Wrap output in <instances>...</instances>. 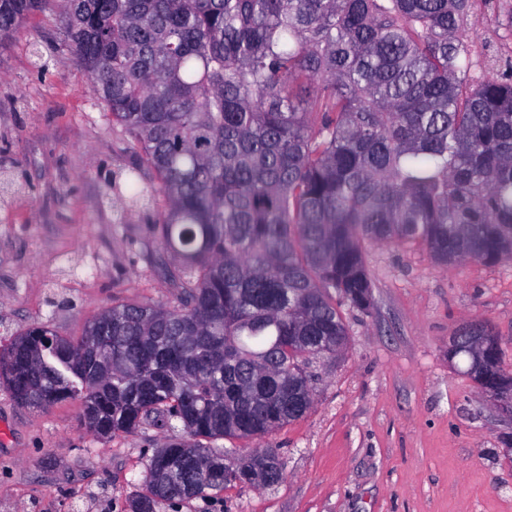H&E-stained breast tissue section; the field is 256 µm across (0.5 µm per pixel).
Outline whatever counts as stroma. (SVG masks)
<instances>
[{
	"instance_id": "stroma-1",
	"label": "stroma",
	"mask_w": 512,
	"mask_h": 512,
	"mask_svg": "<svg viewBox=\"0 0 512 512\" xmlns=\"http://www.w3.org/2000/svg\"><path fill=\"white\" fill-rule=\"evenodd\" d=\"M475 58L512 57V28L478 6ZM60 20L31 16L0 47V346L29 326L80 337L112 304H170L176 260L152 232L160 206L112 200L107 181L139 165ZM38 43L47 60L37 69ZM369 311L347 309L342 352L312 359L313 404L260 442L282 482L233 485L158 512H512V419L448 362L465 322L491 328L512 371V259L437 262L424 247L371 241ZM80 404L36 411L0 387V512H128L151 456L173 437L144 425L99 438Z\"/></svg>"
}]
</instances>
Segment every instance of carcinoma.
I'll use <instances>...</instances> for the list:
<instances>
[{
    "label": "carcinoma",
    "mask_w": 512,
    "mask_h": 512,
    "mask_svg": "<svg viewBox=\"0 0 512 512\" xmlns=\"http://www.w3.org/2000/svg\"><path fill=\"white\" fill-rule=\"evenodd\" d=\"M479 1L57 0L67 51L158 180L181 291L114 304L78 339L14 335L0 384L33 409L79 401L102 437L180 427L130 512L212 498L237 452L213 442L309 412L306 359L336 352L343 306L370 308L363 241L512 256V61L473 74ZM49 5L0 0V45ZM487 371L512 381L500 352Z\"/></svg>",
    "instance_id": "obj_1"
}]
</instances>
